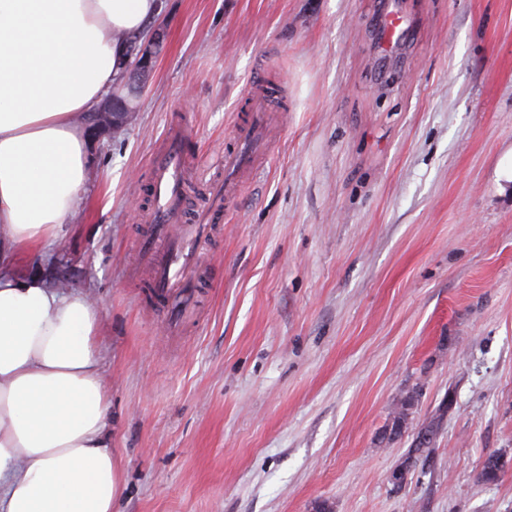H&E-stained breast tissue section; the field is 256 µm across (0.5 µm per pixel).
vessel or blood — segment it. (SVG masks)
<instances>
[{
  "instance_id": "obj_1",
  "label": "vessel or blood",
  "mask_w": 512,
  "mask_h": 512,
  "mask_svg": "<svg viewBox=\"0 0 512 512\" xmlns=\"http://www.w3.org/2000/svg\"><path fill=\"white\" fill-rule=\"evenodd\" d=\"M383 50H390L402 40L407 29L399 4L379 20ZM265 94L256 91L245 99L248 119L230 137L224 151V166L205 186L208 203L199 211H191L186 197L191 190L188 168L195 159L186 145L188 132L174 125L156 147L151 164L147 191L152 199L148 213L149 229L138 240V251L153 269L151 286L160 304H168L173 296H181L182 307L173 309L172 321H179L185 307L192 304V291L201 287V245L224 220V204L234 197L241 183L253 172L266 141L262 107Z\"/></svg>"
}]
</instances>
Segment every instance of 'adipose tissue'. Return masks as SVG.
Listing matches in <instances>:
<instances>
[{
	"label": "adipose tissue",
	"mask_w": 512,
	"mask_h": 512,
	"mask_svg": "<svg viewBox=\"0 0 512 512\" xmlns=\"http://www.w3.org/2000/svg\"><path fill=\"white\" fill-rule=\"evenodd\" d=\"M164 0H0V512H112L123 491L99 314L19 276L57 238L90 164L81 114L108 96Z\"/></svg>",
	"instance_id": "1"
}]
</instances>
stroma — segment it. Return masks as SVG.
<instances>
[{
	"label": "stroma",
	"mask_w": 512,
	"mask_h": 512,
	"mask_svg": "<svg viewBox=\"0 0 512 512\" xmlns=\"http://www.w3.org/2000/svg\"><path fill=\"white\" fill-rule=\"evenodd\" d=\"M165 2L125 127L91 141L74 215L19 265L98 308L112 512H512V0H405L390 56L384 0ZM259 84L270 152L170 328L135 245L152 153L179 122L223 165ZM391 9L379 19V30L382 41V48L385 51L390 50L407 34V27H404L406 20L402 15L399 2L392 0Z\"/></svg>",
	"instance_id": "1"
}]
</instances>
